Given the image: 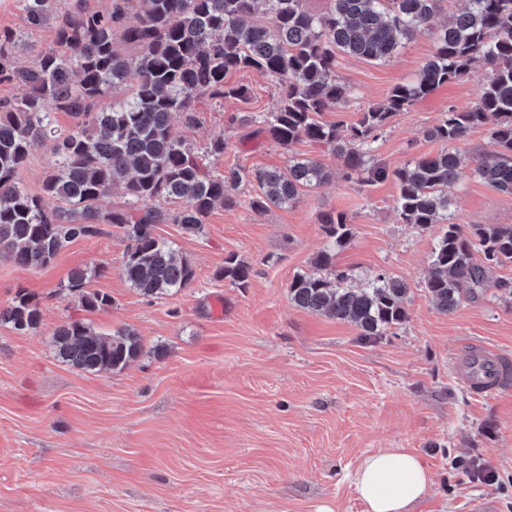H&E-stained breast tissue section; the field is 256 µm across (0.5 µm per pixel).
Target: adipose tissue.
<instances>
[{"instance_id":"adipose-tissue-1","label":"adipose tissue","mask_w":512,"mask_h":512,"mask_svg":"<svg viewBox=\"0 0 512 512\" xmlns=\"http://www.w3.org/2000/svg\"><path fill=\"white\" fill-rule=\"evenodd\" d=\"M353 483L366 512H413L428 493L431 473L417 453L387 448L361 459Z\"/></svg>"}]
</instances>
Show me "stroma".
Segmentation results:
<instances>
[{"mask_svg": "<svg viewBox=\"0 0 512 512\" xmlns=\"http://www.w3.org/2000/svg\"><path fill=\"white\" fill-rule=\"evenodd\" d=\"M23 5L0 0V27L24 32L25 64L52 45L53 31L26 28ZM433 50L425 31L386 62L340 56L352 101L319 121H355L415 77ZM488 75L475 66L466 82L442 85L392 117L378 161L393 169L436 154L424 129L449 106L475 101ZM226 81L249 87V105L202 95L197 124L174 126L195 147L223 134L228 148L211 167L284 169L313 157L340 170L326 146L303 140L283 149L230 126L241 109L275 107L277 90L252 70ZM251 193L240 187V205L216 208L201 233L157 225L194 271L190 288L162 299L146 300L124 280L128 240L109 224L42 267L0 260V306L23 288L43 313L34 334L0 326V512H365L351 476L383 448L413 449L430 467L433 484L416 512H469L476 501L487 512H512V384L478 398L455 369L471 342L512 357V302L489 290L453 313L435 308L422 283L439 227L399 223L392 181L363 188L337 177L260 214L247 205ZM452 195L454 223L512 224V195L468 178ZM340 212L352 234L336 250L337 267L359 280L385 270L409 286L408 322L373 343L351 324L288 301L293 275L310 269L326 241L323 218ZM230 255L250 266L248 287L217 278ZM75 268L99 269L88 287L110 294L111 306L86 310L68 294ZM70 317L100 332L133 328L145 352L120 372L76 370L51 346ZM481 467L497 471L498 482L475 479Z\"/></svg>", "mask_w": 512, "mask_h": 512, "instance_id": "35a3bbf8", "label": "stroma"}]
</instances>
